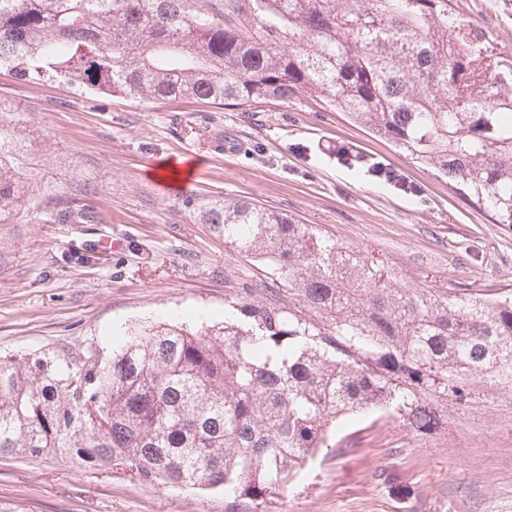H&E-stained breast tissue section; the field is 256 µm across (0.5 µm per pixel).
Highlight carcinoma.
Instances as JSON below:
<instances>
[{"label": "carcinoma", "mask_w": 512, "mask_h": 512, "mask_svg": "<svg viewBox=\"0 0 512 512\" xmlns=\"http://www.w3.org/2000/svg\"><path fill=\"white\" fill-rule=\"evenodd\" d=\"M449 0H0V68L96 94L242 112L310 92L512 225V54ZM23 176L0 116V223ZM202 223L261 262L224 324L130 326L0 360V456L61 457L228 510L282 494L336 422L364 412L419 437L448 404L512 399V295L407 285L375 254L249 201Z\"/></svg>", "instance_id": "obj_1"}]
</instances>
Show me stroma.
Segmentation results:
<instances>
[{"label": "stroma", "mask_w": 512, "mask_h": 512, "mask_svg": "<svg viewBox=\"0 0 512 512\" xmlns=\"http://www.w3.org/2000/svg\"><path fill=\"white\" fill-rule=\"evenodd\" d=\"M481 34L512 49V0H451ZM0 106L27 160L21 199L0 224V358L95 341L168 320H224L264 277L202 224L242 199L316 224L377 254L409 284L512 292V225L446 178L352 124L309 93L263 112L193 100L89 93L0 70ZM360 153L400 184L338 159ZM183 179L156 177L172 162ZM74 211L62 220L58 211ZM353 444L325 448L259 512H512V419L493 404L450 405L447 433L422 438L364 415ZM0 500L27 512H225L201 494L49 458L0 457Z\"/></svg>", "instance_id": "35a3bbf8"}]
</instances>
